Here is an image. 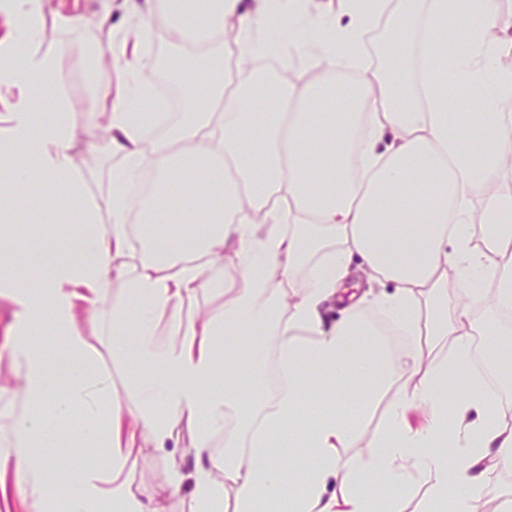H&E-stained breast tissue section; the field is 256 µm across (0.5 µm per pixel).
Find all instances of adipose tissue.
<instances>
[{
  "label": "adipose tissue",
  "mask_w": 512,
  "mask_h": 512,
  "mask_svg": "<svg viewBox=\"0 0 512 512\" xmlns=\"http://www.w3.org/2000/svg\"><path fill=\"white\" fill-rule=\"evenodd\" d=\"M13 27L0 41V86L15 88L0 138V288L22 320L7 346L22 371L24 412L12 425L10 455L32 486L45 470L33 443L55 442L54 421L79 416L72 447L113 453L108 474L66 483V512H164L190 484V512H405L414 491L422 512H477L495 473L512 465V408L486 390L472 368V341L484 331L487 359L512 375V38H491L498 0H428L392 35H417V80L371 71L360 87L367 112H329V79L306 86L284 72L273 83L285 111L256 118L258 60H287L288 45L327 68L362 66L372 20L361 0H340L341 19L313 0H166L167 29L207 53L226 20H236L232 94L216 87L210 108L192 106L159 134L140 123L152 107L138 76L152 64L129 49L134 30L90 46L92 60L126 69L120 100L101 92L75 123L57 90L52 57L30 51L43 0H0ZM469 83L477 111L451 117L450 88ZM51 112H39L36 101ZM104 129L122 164L112 172L110 222L100 224L72 147ZM159 182L136 193L146 172ZM329 192H319V185ZM56 199L62 223L40 229L47 273L27 280L4 249L15 233L22 191ZM483 187L481 200L473 191ZM231 271L218 309L194 308L204 273ZM363 272L370 290L357 291ZM461 283L448 296V277ZM112 354L134 353L147 375L126 380L112 398L87 355L80 317H96L112 285ZM493 314L480 326L473 310ZM344 316L329 322L326 311ZM381 309L409 339L396 350L362 311ZM64 336L73 356L60 365L36 343L42 326ZM279 339L268 354L260 339ZM275 372L276 387L265 384ZM388 397L382 422L366 431V411ZM317 409L300 421L301 408ZM237 420L223 461L212 438ZM188 434L192 466L173 464L164 490L134 486L130 471L143 444L162 450ZM364 451H357V444ZM354 449L340 460L338 449ZM394 492L380 500L370 486Z\"/></svg>",
  "instance_id": "adipose-tissue-1"
}]
</instances>
